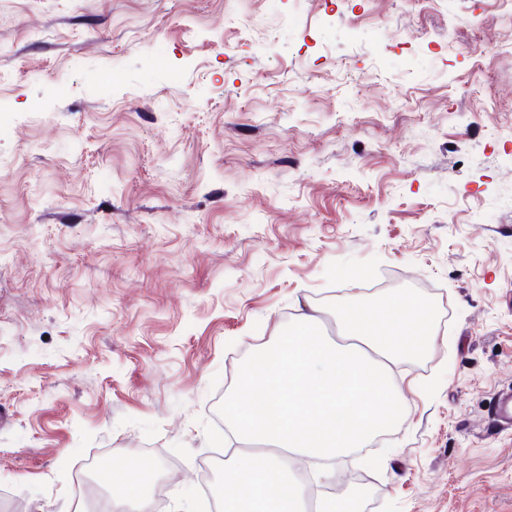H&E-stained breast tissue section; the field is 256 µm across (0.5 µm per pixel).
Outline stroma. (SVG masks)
I'll return each mask as SVG.
<instances>
[{
	"instance_id": "obj_1",
	"label": "stroma",
	"mask_w": 512,
	"mask_h": 512,
	"mask_svg": "<svg viewBox=\"0 0 512 512\" xmlns=\"http://www.w3.org/2000/svg\"><path fill=\"white\" fill-rule=\"evenodd\" d=\"M0 495L74 512L110 459L208 512L224 391L306 304L426 303L399 419L327 492L512 512L504 0H0ZM210 469V485L198 479ZM492 423L499 428H512V390L501 392L492 407Z\"/></svg>"
}]
</instances>
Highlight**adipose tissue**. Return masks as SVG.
I'll return each mask as SVG.
<instances>
[{
  "mask_svg": "<svg viewBox=\"0 0 512 512\" xmlns=\"http://www.w3.org/2000/svg\"><path fill=\"white\" fill-rule=\"evenodd\" d=\"M339 340L300 314L278 343L260 348L224 394V423L239 447L224 467L220 512H350L322 481L338 456L367 447L401 391L387 367L425 350L431 317L402 296H348L336 313ZM316 460L312 481L292 477L291 457Z\"/></svg>",
  "mask_w": 512,
  "mask_h": 512,
  "instance_id": "obj_1",
  "label": "adipose tissue"
}]
</instances>
